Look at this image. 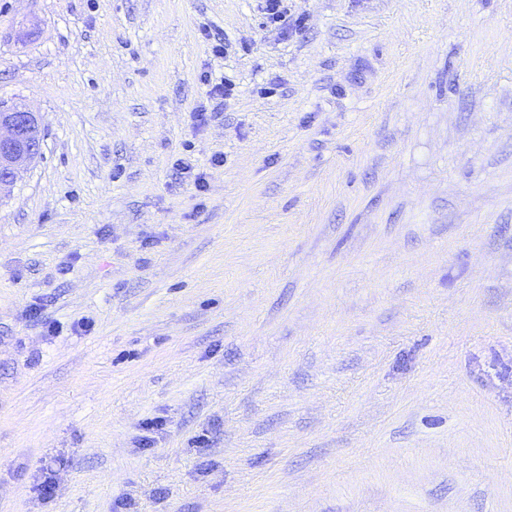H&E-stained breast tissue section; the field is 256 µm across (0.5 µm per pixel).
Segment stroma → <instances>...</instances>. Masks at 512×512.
<instances>
[{
  "mask_svg": "<svg viewBox=\"0 0 512 512\" xmlns=\"http://www.w3.org/2000/svg\"><path fill=\"white\" fill-rule=\"evenodd\" d=\"M283 6L0 0V512H512V0ZM8 117L0 116V197L9 193L20 174L43 150V141L33 140L29 127L38 115L24 105L8 111Z\"/></svg>",
  "mask_w": 512,
  "mask_h": 512,
  "instance_id": "1",
  "label": "stroma"
}]
</instances>
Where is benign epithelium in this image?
Returning a JSON list of instances; mask_svg holds the SVG:
<instances>
[{
  "label": "benign epithelium",
  "mask_w": 512,
  "mask_h": 512,
  "mask_svg": "<svg viewBox=\"0 0 512 512\" xmlns=\"http://www.w3.org/2000/svg\"><path fill=\"white\" fill-rule=\"evenodd\" d=\"M36 114L23 105L0 116V197L9 193L20 174L43 150V141L32 139L29 127Z\"/></svg>",
  "instance_id": "benign-epithelium-1"
}]
</instances>
